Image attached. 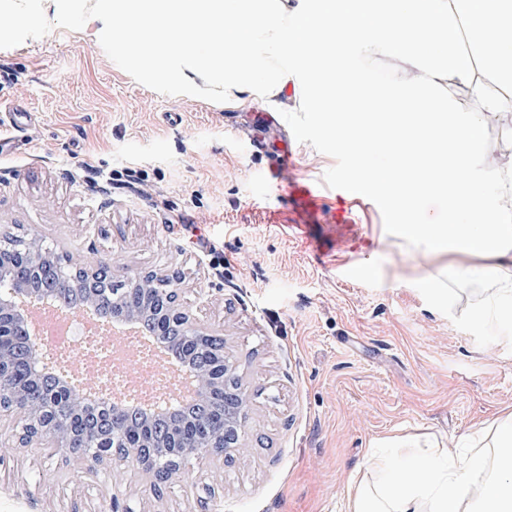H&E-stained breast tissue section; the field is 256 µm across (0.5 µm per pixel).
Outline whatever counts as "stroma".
<instances>
[{
	"label": "stroma",
	"mask_w": 512,
	"mask_h": 512,
	"mask_svg": "<svg viewBox=\"0 0 512 512\" xmlns=\"http://www.w3.org/2000/svg\"><path fill=\"white\" fill-rule=\"evenodd\" d=\"M18 109L27 123L14 128ZM0 120V238L109 259L118 281H180L251 398L233 464L189 459L158 497L130 463L114 464L115 485L33 443L0 457V512H198L202 498L208 512H344L380 439L464 448L512 406V321L400 237L321 113L178 95L66 24L0 38ZM86 160L105 176L133 170L145 193L91 183ZM288 181L314 189L313 222ZM427 277L446 293L422 288Z\"/></svg>",
	"instance_id": "obj_1"
}]
</instances>
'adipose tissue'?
<instances>
[{
	"label": "adipose tissue",
	"mask_w": 512,
	"mask_h": 512,
	"mask_svg": "<svg viewBox=\"0 0 512 512\" xmlns=\"http://www.w3.org/2000/svg\"><path fill=\"white\" fill-rule=\"evenodd\" d=\"M0 15L41 28L77 23L141 79L228 108L289 95L340 114L327 128L366 157L362 178L398 217L400 236L458 255L455 276L489 286L497 312L512 317V157L492 163L483 153L487 117L512 119V97L488 89L512 84V0H0ZM453 16L468 21L475 50L461 49ZM381 52L406 57L409 73L384 85L352 64ZM292 58L316 80L300 82ZM450 80L480 111L457 110ZM431 197L447 223L408 221ZM494 430L493 460L477 446L454 458L425 433L392 438L403 467L371 458L381 479L351 488L345 512H512V411Z\"/></svg>",
	"instance_id": "adipose-tissue-1"
}]
</instances>
